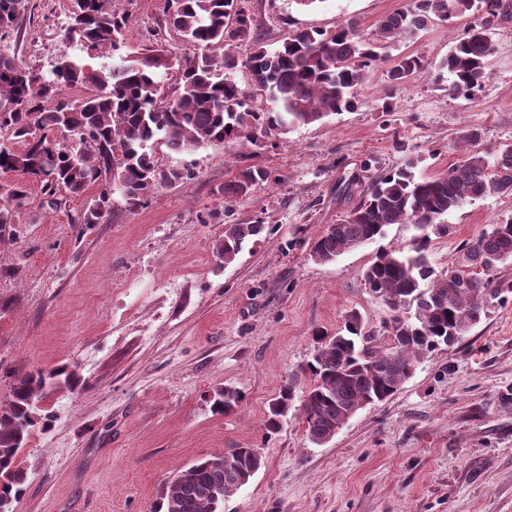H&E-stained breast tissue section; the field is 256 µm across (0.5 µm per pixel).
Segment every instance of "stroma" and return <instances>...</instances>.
<instances>
[{
  "label": "stroma",
  "instance_id": "35a3bbf8",
  "mask_svg": "<svg viewBox=\"0 0 512 512\" xmlns=\"http://www.w3.org/2000/svg\"><path fill=\"white\" fill-rule=\"evenodd\" d=\"M409 0H246L247 40L235 42L233 73L270 102L245 61L254 46L275 50L298 28L356 21L369 33ZM130 14L129 51L192 54L165 22L167 0H114ZM489 78L473 98L448 94L440 66L455 31L438 21L417 38L391 41L370 68L354 110L324 120L211 143L188 153L155 141L166 168L186 171L153 187L141 204L113 194L102 223L85 226L98 197L60 195L49 204L35 179L18 212L14 244L0 247V400L14 376L68 364L84 386L51 397L53 418L37 426L19 458L26 490L14 512H152L163 485L196 458L253 448L262 466L223 512H512V294L490 299L461 342L428 353L385 402L358 411L328 443L312 444L299 411L280 429L264 422L281 386L310 360L316 329L335 331L350 310L375 328L392 312L363 272L377 251L409 245L416 230L391 224L375 242L336 261L310 256L313 242L358 202V182L415 161L436 176L463 154L473 129L487 152L512 143V16L491 22ZM60 0H33L16 52L47 71L69 56L104 65L65 34ZM426 67L392 90L388 71L404 55ZM269 179L231 199L224 184L245 168ZM512 216V195H490L450 211L447 233L432 234L429 259L454 266L462 245ZM228 224H260L229 264L215 245ZM243 396L236 412L214 413L213 393Z\"/></svg>",
  "mask_w": 512,
  "mask_h": 512
}]
</instances>
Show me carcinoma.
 Returning <instances> with one entry per match:
<instances>
[{"label": "carcinoma", "instance_id": "obj_1", "mask_svg": "<svg viewBox=\"0 0 512 512\" xmlns=\"http://www.w3.org/2000/svg\"><path fill=\"white\" fill-rule=\"evenodd\" d=\"M31 0H0V43L20 30ZM509 17L507 0H411L403 11L382 18L369 36L341 23L330 30L297 29L282 47L256 46L246 61L256 84L268 91L272 106L255 109L251 95L232 77L237 60L231 42L250 36L252 18L245 0H169L168 23L197 53L182 61L144 54L118 65L91 69L63 59L49 72L27 67L9 48L0 50V171L31 176L41 182L49 204L65 192L72 196L98 187V199L82 223L98 224L112 193L137 205L157 183L172 184L183 174L163 168L147 150L154 138L175 152L266 130L282 132L309 125L355 106V90L366 70L381 60L379 50L400 37L413 39L434 21L448 22L472 11ZM67 34L89 50H120L129 39V14L112 0H71ZM494 43L489 22L458 31L441 66L452 81L448 93L471 98L489 78ZM424 60L413 54L394 62L390 81L400 86ZM177 68L181 84L174 97L162 92L156 70ZM91 84L95 93L78 99L65 91ZM71 133L68 145L51 134ZM468 151L435 177L417 179L414 162L373 178L358 204L339 224L330 225L314 243L310 256L321 263L349 249L374 242L389 224H412L419 234L408 248L381 250L364 270L369 292L393 311L380 333L357 310L349 311L334 335L315 334L312 360L300 367L311 376L301 396L305 432L321 444L357 410L392 397L427 353L451 347L485 314L487 297L508 290L474 276L512 261V217L492 224L465 243L456 264L437 271L427 258L429 230H447L443 216L466 201L512 192V144L493 158L479 149L480 135L459 136ZM267 180L261 169L247 168L224 183V197L250 193ZM24 181L0 185V244L17 240V210L28 198ZM261 224H230L216 244V257L229 264L243 244L262 233ZM81 378L68 365L37 369L16 377L0 402V512H13L27 481L18 460L36 425L46 421L43 400L73 394ZM297 380L284 385L270 404L265 429L276 432L295 402ZM242 400L226 387L213 396L212 408L228 414ZM261 466L253 448H227L180 469L162 490L155 512H222L224 499L246 485Z\"/></svg>", "mask_w": 512, "mask_h": 512}]
</instances>
